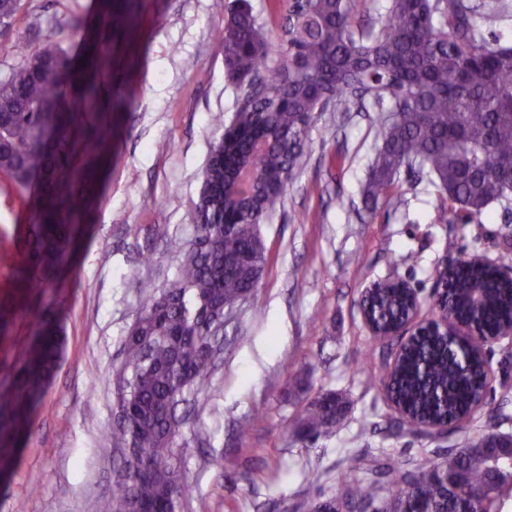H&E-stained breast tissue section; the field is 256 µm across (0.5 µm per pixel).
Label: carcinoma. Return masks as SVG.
I'll return each mask as SVG.
<instances>
[{
  "instance_id": "1",
  "label": "carcinoma",
  "mask_w": 512,
  "mask_h": 512,
  "mask_svg": "<svg viewBox=\"0 0 512 512\" xmlns=\"http://www.w3.org/2000/svg\"><path fill=\"white\" fill-rule=\"evenodd\" d=\"M21 2L0 0V25L12 24ZM372 2L283 0L288 64L264 72L266 43L251 10L237 11L217 30L229 75L247 84L263 73L264 94L239 106L235 137L213 143L191 208L192 237L165 239L181 255L174 278L158 292H141L113 372L125 420L112 438L131 440L134 448L114 471L112 499L93 502L89 512H124L128 499L161 512L180 507L186 486L177 467V407L208 378L209 315L259 287L266 263L260 224L283 204L325 103L347 110L361 91L389 112L376 128L366 201L385 197L401 170L415 164L468 217L512 200V46L487 41L473 22L479 13L495 23L512 13V4L391 0L379 28L355 31L358 5L367 13ZM109 65L102 51L95 70L78 68L48 43L0 78V175L23 188L36 184L30 257L16 271L20 287L31 293L47 287L39 268L70 251L84 214L74 189L84 179V164L101 159L112 138V128L97 122L98 75ZM256 139L266 148L253 150ZM237 165L250 166L259 179L251 201L228 191ZM450 285L448 306L482 335L512 319V285L498 280L494 269L464 260ZM407 312V298L395 288H379L369 299L367 314L380 333ZM29 324L32 335L18 345L24 376L0 382L1 438L28 419L55 365L51 318L34 313ZM480 346L479 338L465 349L444 336H419L394 366H372L370 378L389 388L406 412L396 425L420 432L428 422L467 414L485 393ZM340 420L336 395L319 393L306 403L298 433L313 440ZM445 462L446 483L438 476L442 463L429 452L414 460L353 456L334 496L320 491V473H309L308 484L319 493L301 501L297 512H354L353 504L373 512H502L512 498V444L504 434L485 433ZM385 490L390 495L382 500Z\"/></svg>"
}]
</instances>
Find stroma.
Returning a JSON list of instances; mask_svg holds the SVG:
<instances>
[{"label": "stroma", "instance_id": "35a3bbf8", "mask_svg": "<svg viewBox=\"0 0 512 512\" xmlns=\"http://www.w3.org/2000/svg\"><path fill=\"white\" fill-rule=\"evenodd\" d=\"M244 4L267 38L266 65L282 66V0H23L12 25L0 26V77L48 42L90 67L102 46L110 57L104 95L135 102L105 115L112 142L86 191L75 253L45 294L17 305L8 337H0L1 377L20 360L15 346L30 334L28 308L45 309L59 324L55 368L32 422L0 457V512H84L88 500L112 494L121 462L112 442V374L140 283L162 286L177 270L164 238L191 237L200 173L238 107L242 90L226 75L215 32ZM379 111L369 100L361 112L331 106L319 113L281 208L261 226L263 279L225 325L206 392L187 394L181 406L187 421L176 445L189 492L180 512H295L314 493L308 471H320L326 495H335L347 456L379 448L444 455L488 432L512 434V343L491 352L507 389H495L470 422L441 434L392 429L397 413L365 371L383 349L357 307L370 283L406 280L420 290L427 319L446 257L512 265V209L494 203L481 216H464L427 175L405 172L378 204L365 202ZM29 195L0 178V299L12 295L27 246ZM241 334L247 343H235ZM298 372L304 389L289 392ZM320 392L336 393L347 417L329 435L300 439L298 414ZM500 413L508 423L496 422ZM251 417V434L239 437V423ZM216 456L222 468L212 466ZM34 474L41 477L36 488Z\"/></svg>", "mask_w": 512, "mask_h": 512}]
</instances>
